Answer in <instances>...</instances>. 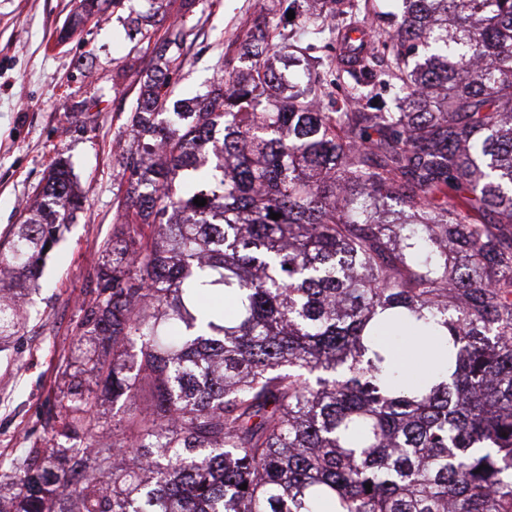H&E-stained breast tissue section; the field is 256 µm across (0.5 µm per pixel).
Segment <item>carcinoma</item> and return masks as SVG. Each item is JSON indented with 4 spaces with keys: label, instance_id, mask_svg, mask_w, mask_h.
Masks as SVG:
<instances>
[{
    "label": "carcinoma",
    "instance_id": "obj_1",
    "mask_svg": "<svg viewBox=\"0 0 512 512\" xmlns=\"http://www.w3.org/2000/svg\"><path fill=\"white\" fill-rule=\"evenodd\" d=\"M323 2L302 26L358 55L353 112L319 109L331 59L286 93L280 34L205 93L141 92L80 368L0 512H512V0H400L365 50L336 19L370 0ZM40 195L0 253L32 283L84 205L60 160ZM19 324L0 301V341ZM145 383L98 443V393Z\"/></svg>",
    "mask_w": 512,
    "mask_h": 512
}]
</instances>
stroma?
I'll return each instance as SVG.
<instances>
[{"label":"stroma","instance_id":"35a3bbf8","mask_svg":"<svg viewBox=\"0 0 512 512\" xmlns=\"http://www.w3.org/2000/svg\"><path fill=\"white\" fill-rule=\"evenodd\" d=\"M78 0H0V243L32 215L52 162L68 160L84 207L21 298L17 333L0 343V460L42 441L52 404L70 386L74 328L89 276L109 258L103 244L118 224L127 184L123 157L140 88L160 63L154 45L131 35L130 21L186 39L171 75L177 96L224 80L223 54L247 36L279 27L303 44L299 15L317 0H124L67 41L60 31Z\"/></svg>","mask_w":512,"mask_h":512}]
</instances>
